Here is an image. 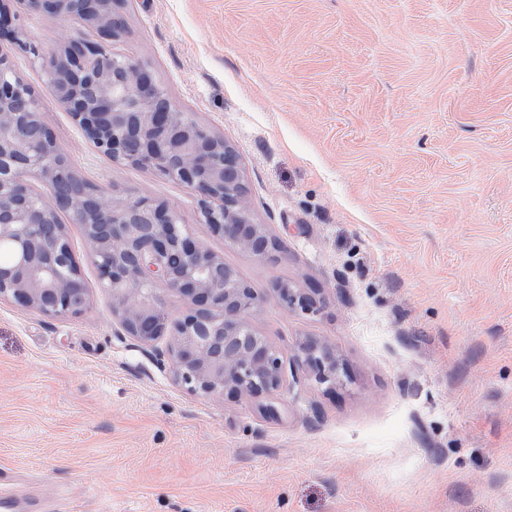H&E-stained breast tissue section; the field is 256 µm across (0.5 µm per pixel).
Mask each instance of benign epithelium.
<instances>
[{"label": "benign epithelium", "instance_id": "7a95c632", "mask_svg": "<svg viewBox=\"0 0 512 512\" xmlns=\"http://www.w3.org/2000/svg\"><path fill=\"white\" fill-rule=\"evenodd\" d=\"M124 2L0 0V37L12 38L40 63L46 91L101 154L186 186L214 234L258 259L275 260L277 248L265 225L250 217L232 145L170 104L156 111L163 86L143 63L106 45L117 37ZM21 13L77 19L100 40L72 39L47 53L23 39ZM33 180L47 192L34 191ZM80 182L43 119L41 94L0 55V298L49 316L87 308L88 289L67 227L58 219L66 211L83 229L124 335L150 347L161 336L172 337L156 359L169 366L176 383L203 396L270 398L285 388L289 367L322 383L343 381V364L325 343L306 338L289 358L258 335L254 318L260 297L223 257L184 231L172 206L148 197L106 195L89 185L69 194L59 190ZM158 281L190 299L192 310L172 319L156 291ZM274 290L289 312L323 309L315 292L278 281Z\"/></svg>", "mask_w": 512, "mask_h": 512}]
</instances>
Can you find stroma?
I'll list each match as a JSON object with an SVG mask.
<instances>
[{"mask_svg": "<svg viewBox=\"0 0 512 512\" xmlns=\"http://www.w3.org/2000/svg\"><path fill=\"white\" fill-rule=\"evenodd\" d=\"M115 53L235 148L257 259L214 235L196 197L101 155L44 72V119L105 194L172 205L262 300L257 332L293 355L319 339L341 386L298 371L260 399L174 382L124 336L80 225L66 224L89 308L0 298V512H512V0H127ZM46 50L95 39L27 15ZM321 289L286 311L273 281Z\"/></svg>", "mask_w": 512, "mask_h": 512, "instance_id": "35a3bbf8", "label": "stroma"}]
</instances>
